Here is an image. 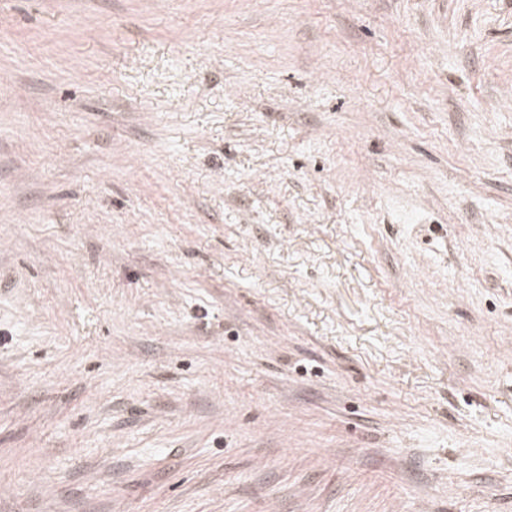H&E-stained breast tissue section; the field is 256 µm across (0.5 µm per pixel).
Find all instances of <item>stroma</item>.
I'll return each instance as SVG.
<instances>
[{"label": "stroma", "instance_id": "1", "mask_svg": "<svg viewBox=\"0 0 512 512\" xmlns=\"http://www.w3.org/2000/svg\"><path fill=\"white\" fill-rule=\"evenodd\" d=\"M0 512H512V0H0Z\"/></svg>", "mask_w": 512, "mask_h": 512}]
</instances>
